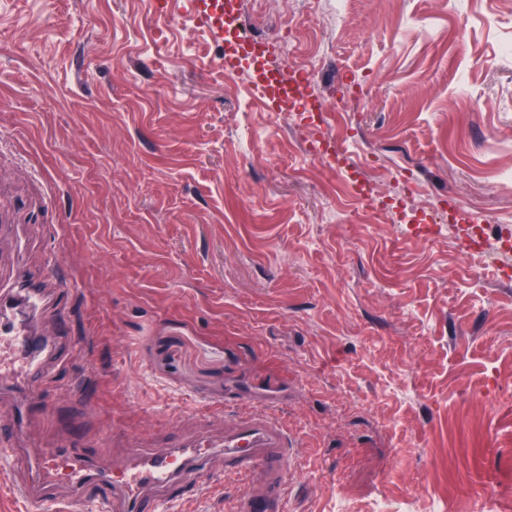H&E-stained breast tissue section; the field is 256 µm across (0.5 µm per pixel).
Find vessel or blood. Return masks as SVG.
Instances as JSON below:
<instances>
[{
    "label": "vessel or blood",
    "mask_w": 512,
    "mask_h": 512,
    "mask_svg": "<svg viewBox=\"0 0 512 512\" xmlns=\"http://www.w3.org/2000/svg\"><path fill=\"white\" fill-rule=\"evenodd\" d=\"M51 349L10 309L0 310V380L39 386L50 369ZM21 418L0 416V459L16 458L15 439ZM206 440L164 451L130 449L111 470L99 469L96 452L59 444L29 451L42 486L69 485L80 502H93L98 512H159L160 502L178 503L201 487L213 457ZM290 445L286 430L264 415L243 416L224 428V470L259 475V482L240 497L238 512H281Z\"/></svg>",
    "instance_id": "obj_1"
}]
</instances>
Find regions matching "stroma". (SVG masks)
Here are the masks:
<instances>
[{"label":"stroma","mask_w":512,"mask_h":512,"mask_svg":"<svg viewBox=\"0 0 512 512\" xmlns=\"http://www.w3.org/2000/svg\"><path fill=\"white\" fill-rule=\"evenodd\" d=\"M200 0H0V289L55 288L30 327L73 346L31 394L23 448L220 440L238 417L288 432L284 512H371L382 496L512 512V252L416 235L413 209L512 237V0H232L284 77ZM341 138L337 164L305 141ZM174 512H237L215 458ZM27 460L0 512H33Z\"/></svg>","instance_id":"1"}]
</instances>
